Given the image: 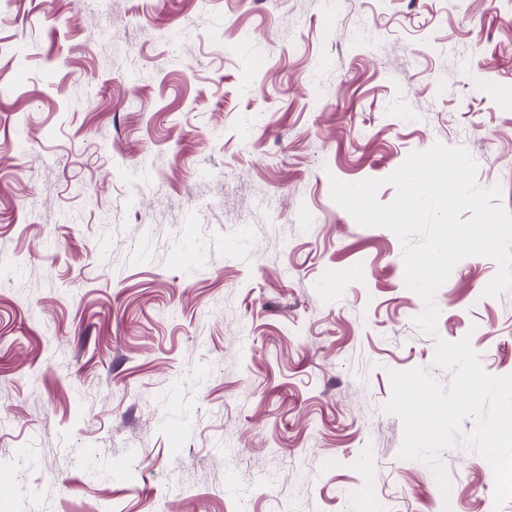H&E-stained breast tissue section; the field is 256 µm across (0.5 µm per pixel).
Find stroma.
<instances>
[{"mask_svg":"<svg viewBox=\"0 0 512 512\" xmlns=\"http://www.w3.org/2000/svg\"><path fill=\"white\" fill-rule=\"evenodd\" d=\"M437 142L512 212V0H0V512H512L383 410L440 339L512 374V290L423 332L330 196Z\"/></svg>","mask_w":512,"mask_h":512,"instance_id":"1","label":"stroma"}]
</instances>
